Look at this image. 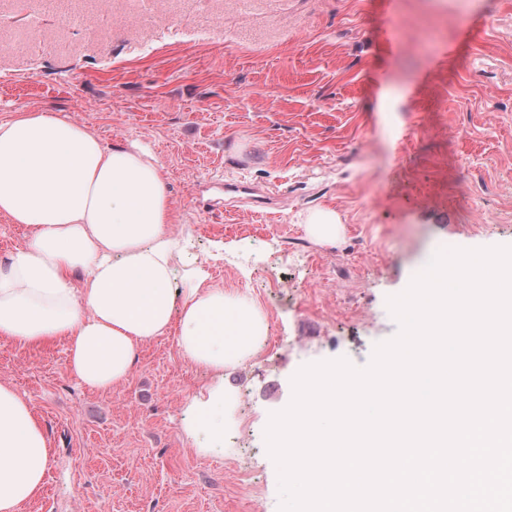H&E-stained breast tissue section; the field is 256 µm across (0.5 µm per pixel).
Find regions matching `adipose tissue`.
<instances>
[{"label": "adipose tissue", "instance_id": "1", "mask_svg": "<svg viewBox=\"0 0 512 512\" xmlns=\"http://www.w3.org/2000/svg\"><path fill=\"white\" fill-rule=\"evenodd\" d=\"M0 216L31 231L0 262V340L64 341L70 373L107 390L129 379L142 344L176 333L182 356L216 376L192 399L190 428L223 430L220 377L256 353L265 322L201 267L185 271V291L174 288L173 258L188 242L170 230L167 180L150 148L109 147L67 114L17 109L0 121ZM50 457L30 401L0 382V512L38 496Z\"/></svg>", "mask_w": 512, "mask_h": 512}]
</instances>
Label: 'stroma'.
<instances>
[{
	"instance_id": "35a3bbf8",
	"label": "stroma",
	"mask_w": 512,
	"mask_h": 512,
	"mask_svg": "<svg viewBox=\"0 0 512 512\" xmlns=\"http://www.w3.org/2000/svg\"><path fill=\"white\" fill-rule=\"evenodd\" d=\"M21 107L149 145L190 240L174 288L202 264L266 322L220 435L184 431L212 375L175 334L108 391L63 342L0 341L52 450L21 512H279L265 430L297 371L366 367L438 250L512 246V0H0V120ZM321 207L336 243L296 222Z\"/></svg>"
}]
</instances>
